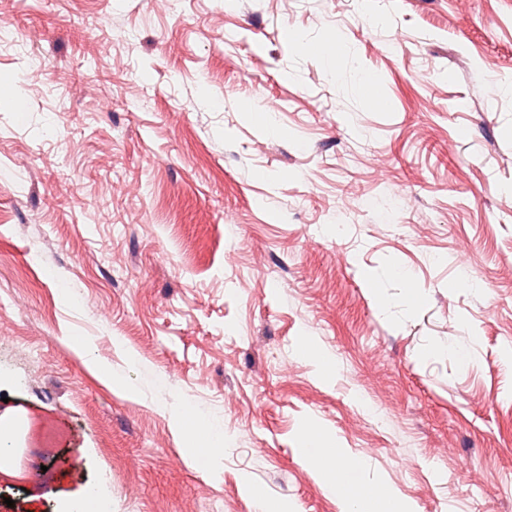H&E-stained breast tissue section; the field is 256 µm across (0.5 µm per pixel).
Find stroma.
Segmentation results:
<instances>
[{
  "mask_svg": "<svg viewBox=\"0 0 512 512\" xmlns=\"http://www.w3.org/2000/svg\"><path fill=\"white\" fill-rule=\"evenodd\" d=\"M380 11L0 0V512H512V0ZM303 459L316 472L326 490L344 504L345 512H370L376 502L390 501L396 504L398 512H413L412 505L399 497L395 489L384 479L373 483L349 482L343 473L349 469H363L364 464L353 458L347 448H338L334 441L332 457L320 453L326 436L315 423L306 430ZM192 432L204 437V448L202 449L207 458V464L222 455L224 448V428L221 425H197L193 427Z\"/></svg>",
  "mask_w": 512,
  "mask_h": 512,
  "instance_id": "35a3bbf8",
  "label": "stroma"
}]
</instances>
